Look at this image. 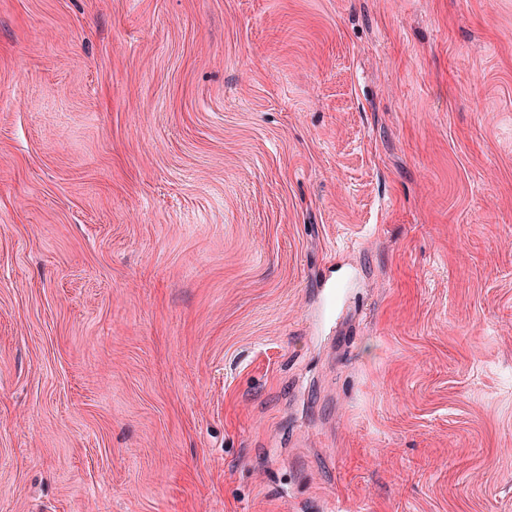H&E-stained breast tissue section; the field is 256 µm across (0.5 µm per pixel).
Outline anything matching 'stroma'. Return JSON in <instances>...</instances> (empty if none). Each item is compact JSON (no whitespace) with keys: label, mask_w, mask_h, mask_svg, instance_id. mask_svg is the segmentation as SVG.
<instances>
[{"label":"stroma","mask_w":512,"mask_h":512,"mask_svg":"<svg viewBox=\"0 0 512 512\" xmlns=\"http://www.w3.org/2000/svg\"><path fill=\"white\" fill-rule=\"evenodd\" d=\"M0 512H512V0H0Z\"/></svg>","instance_id":"obj_1"}]
</instances>
